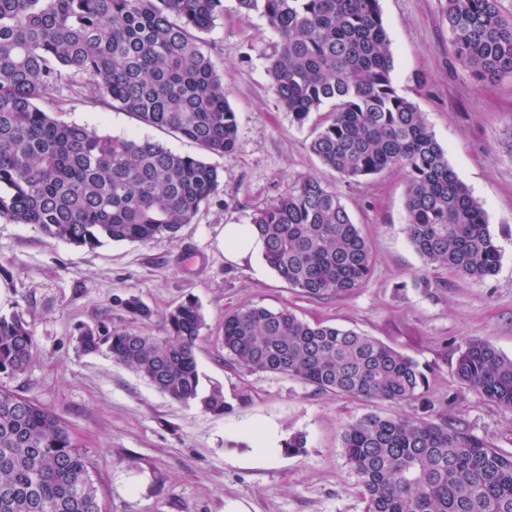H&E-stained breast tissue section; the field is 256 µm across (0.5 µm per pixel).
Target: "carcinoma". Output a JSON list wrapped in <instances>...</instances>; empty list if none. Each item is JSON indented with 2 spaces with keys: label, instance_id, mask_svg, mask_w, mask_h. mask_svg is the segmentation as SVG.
I'll return each mask as SVG.
<instances>
[{
  "label": "carcinoma",
  "instance_id": "1",
  "mask_svg": "<svg viewBox=\"0 0 512 512\" xmlns=\"http://www.w3.org/2000/svg\"><path fill=\"white\" fill-rule=\"evenodd\" d=\"M278 37L268 72L280 105L302 125L328 107L310 151L347 181L386 170L407 182L408 237L423 259L472 280L495 275L500 252L485 213L449 167L416 106L397 91L380 0H236ZM221 0H0V219L36 224L51 238L172 240L218 192V171L147 139L102 135L57 119L62 89L87 92L139 122L232 155L238 124L202 34ZM460 64L481 82L512 78V16L500 0H446ZM263 258L310 298L344 297L369 276L373 257L336 190L316 178L258 210ZM126 316L148 322L135 297ZM199 304L169 311L163 335L106 325L80 329L86 352L102 349L174 401L214 415L223 386L204 391L196 340ZM224 353L253 371L285 374L321 390L401 404L423 416L369 413L348 426L342 448L362 479L365 512H512V455L448 420L424 396L417 362L378 339L252 306L224 317ZM34 333L22 314L0 315V373L27 370ZM454 375L512 408V358L479 340ZM0 512H101L89 462L57 414L0 386Z\"/></svg>",
  "mask_w": 512,
  "mask_h": 512
}]
</instances>
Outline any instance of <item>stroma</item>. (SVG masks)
<instances>
[{
    "mask_svg": "<svg viewBox=\"0 0 512 512\" xmlns=\"http://www.w3.org/2000/svg\"><path fill=\"white\" fill-rule=\"evenodd\" d=\"M205 48L236 114L233 155L208 156L218 194L176 238L106 242L90 249L55 240L35 224L0 219V314L22 313L35 353L0 385L68 423L86 455L102 512H364L361 479L342 448L346 427L375 412L418 417L419 401L391 404L322 391L283 374L258 373L224 357L225 314L254 305L375 337L415 360L437 410L473 436L512 454V408L487 400L453 374L468 340L512 357V81H476L457 61L444 18L445 0H380L399 93L422 112L450 167L481 203L501 254L483 281L428 265L406 231V180L386 171L345 182L310 152L313 126L297 125L279 104L268 72L277 37L264 18L222 0ZM64 121L113 136L148 138L173 151L198 146L138 122L90 96L63 91L54 107ZM314 177L341 195L368 241L372 272L343 298L311 299L266 267L263 257L237 265L224 258V227ZM134 296L161 317L193 298L205 325L196 341L203 386L221 384L228 410L214 415L171 400L108 352L83 351L80 328L134 323L113 303ZM278 423L285 437L304 435L300 454L250 462L246 423Z\"/></svg>",
    "mask_w": 512,
    "mask_h": 512,
    "instance_id": "1",
    "label": "stroma"
}]
</instances>
